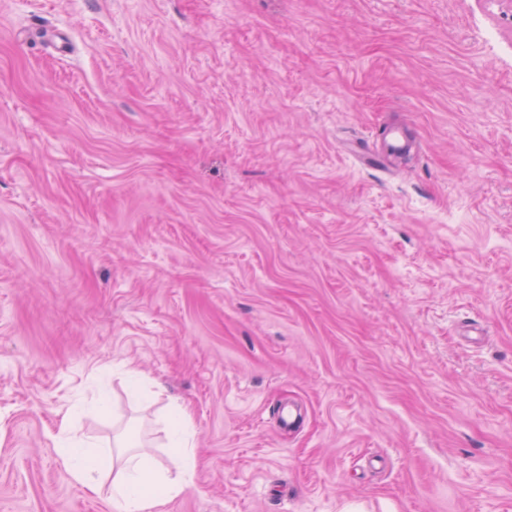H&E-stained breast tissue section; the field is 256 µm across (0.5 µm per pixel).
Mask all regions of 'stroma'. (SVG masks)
Returning a JSON list of instances; mask_svg holds the SVG:
<instances>
[{
  "label": "stroma",
  "mask_w": 512,
  "mask_h": 512,
  "mask_svg": "<svg viewBox=\"0 0 512 512\" xmlns=\"http://www.w3.org/2000/svg\"><path fill=\"white\" fill-rule=\"evenodd\" d=\"M175 404L162 512H512V0H0V512ZM412 146V141L404 130L391 128L385 133V155L387 157H396L406 153Z\"/></svg>",
  "instance_id": "1"
}]
</instances>
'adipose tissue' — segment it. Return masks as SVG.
Returning a JSON list of instances; mask_svg holds the SVG:
<instances>
[{
  "label": "adipose tissue",
  "mask_w": 512,
  "mask_h": 512,
  "mask_svg": "<svg viewBox=\"0 0 512 512\" xmlns=\"http://www.w3.org/2000/svg\"><path fill=\"white\" fill-rule=\"evenodd\" d=\"M170 446L178 463L175 469L153 466L143 453L96 447L72 435L61 425L66 440L63 464L90 493L108 490L114 512H153L162 500L180 496L193 487V434L191 420L182 405H175L167 422Z\"/></svg>",
  "instance_id": "obj_1"
}]
</instances>
